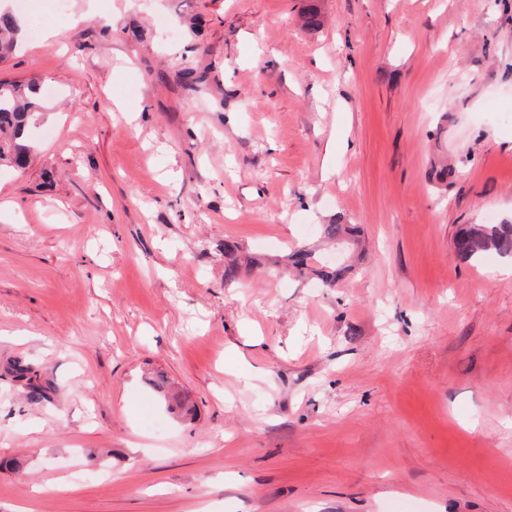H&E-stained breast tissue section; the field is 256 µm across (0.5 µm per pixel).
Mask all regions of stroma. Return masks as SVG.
<instances>
[{
	"label": "stroma",
	"instance_id": "1",
	"mask_svg": "<svg viewBox=\"0 0 512 512\" xmlns=\"http://www.w3.org/2000/svg\"><path fill=\"white\" fill-rule=\"evenodd\" d=\"M67 8L0 0L51 92L0 170V512H512V276L454 253L512 224V0ZM334 221L331 288L286 260ZM321 237L331 243L340 244L350 239L353 243L359 240L355 238V227L353 224H323L320 228ZM11 371L16 380L22 382L27 398L35 401H50V394L54 390L53 383L42 378L33 365L21 360H14L11 364Z\"/></svg>",
	"mask_w": 512,
	"mask_h": 512
}]
</instances>
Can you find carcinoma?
<instances>
[{"label":"carcinoma","mask_w":512,"mask_h":512,"mask_svg":"<svg viewBox=\"0 0 512 512\" xmlns=\"http://www.w3.org/2000/svg\"><path fill=\"white\" fill-rule=\"evenodd\" d=\"M19 25L9 12L0 13V59L11 55L17 46ZM42 109L40 89L29 80H0V168L22 169L30 162L35 151L33 127ZM321 237L331 243L340 244L355 240V227L351 224H323ZM459 257L478 261L485 254L494 252L504 258L512 257V224H470L462 229L454 240ZM239 246L234 241L224 242V280L233 282L238 278L240 265L236 258ZM293 267L299 275H317L325 284L334 287L344 280L348 266H313L314 257L306 250L292 255ZM11 371L16 380L22 382L27 398L48 401L54 390L53 383L41 376L31 364L15 360Z\"/></svg>","instance_id":"obj_1"}]
</instances>
